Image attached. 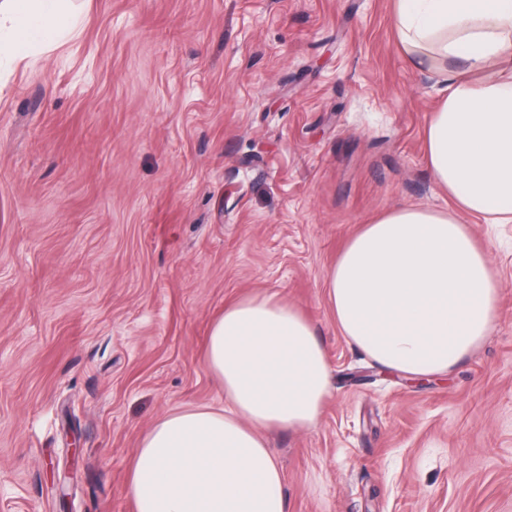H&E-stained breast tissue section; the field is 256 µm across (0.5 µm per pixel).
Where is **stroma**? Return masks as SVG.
<instances>
[{"instance_id":"35a3bbf8","label":"stroma","mask_w":512,"mask_h":512,"mask_svg":"<svg viewBox=\"0 0 512 512\" xmlns=\"http://www.w3.org/2000/svg\"><path fill=\"white\" fill-rule=\"evenodd\" d=\"M37 63L0 64V512H136L163 416L224 404L203 366L226 304L315 324L317 425L267 433L288 512H512V224L458 210L425 131L438 72L394 0H75ZM456 213L503 316L439 381L384 374L326 300L345 242L399 207Z\"/></svg>"}]
</instances>
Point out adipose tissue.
Returning <instances> with one entry per match:
<instances>
[{
	"label": "adipose tissue",
	"mask_w": 512,
	"mask_h": 512,
	"mask_svg": "<svg viewBox=\"0 0 512 512\" xmlns=\"http://www.w3.org/2000/svg\"><path fill=\"white\" fill-rule=\"evenodd\" d=\"M70 0H0V59L72 35ZM399 48L440 71L428 163L460 209L512 224V0H395ZM501 288L487 251L445 212L400 207L361 225L327 277L346 340L410 379L449 374L491 335ZM204 367L224 405L189 407L142 439L126 492L137 512H287L264 435L318 421L331 367L314 323L269 293L225 305Z\"/></svg>",
	"instance_id": "obj_1"
}]
</instances>
